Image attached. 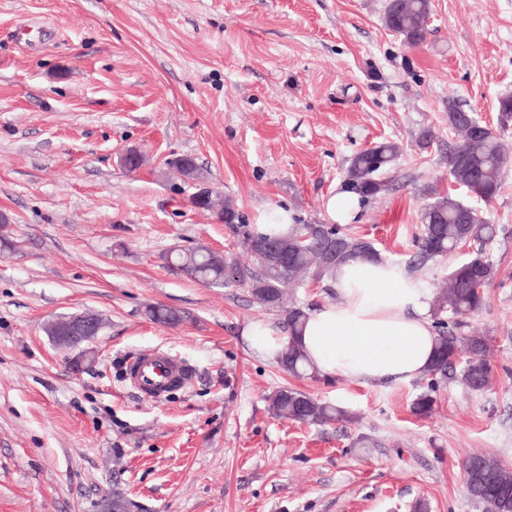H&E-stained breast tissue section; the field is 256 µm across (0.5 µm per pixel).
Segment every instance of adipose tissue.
<instances>
[{"label":"adipose tissue","mask_w":512,"mask_h":512,"mask_svg":"<svg viewBox=\"0 0 512 512\" xmlns=\"http://www.w3.org/2000/svg\"><path fill=\"white\" fill-rule=\"evenodd\" d=\"M338 299L310 310L300 342L319 375L364 384L406 383L428 372L436 333L421 280L389 260L340 265Z\"/></svg>","instance_id":"obj_1"}]
</instances>
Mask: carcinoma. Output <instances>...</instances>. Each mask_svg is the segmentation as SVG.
Returning a JSON list of instances; mask_svg holds the SVG:
<instances>
[{
	"instance_id": "cac0c4a2",
	"label": "carcinoma",
	"mask_w": 512,
	"mask_h": 512,
	"mask_svg": "<svg viewBox=\"0 0 512 512\" xmlns=\"http://www.w3.org/2000/svg\"><path fill=\"white\" fill-rule=\"evenodd\" d=\"M430 11L431 0H386L383 22L405 45L414 47L427 38ZM473 120L474 113L454 102L448 103V123L460 133L459 140L448 144V168L467 197L489 203L499 195L501 171L512 160V143L507 136L512 127V95L498 99L497 127L480 122L475 128ZM399 154L400 146L390 140L376 142L355 153L347 169L345 189L355 194L361 204L384 194L388 183L383 174L394 166ZM172 165L199 185L207 182L204 169L196 162L186 166L177 158ZM191 205L226 224L246 251H251L253 241L261 240L284 249L287 260L276 265L253 256L245 262L198 246L170 251L165 256L167 264L208 286L248 287L260 306L278 313L280 324L288 333V343L277 363L297 378L318 375L300 344L307 312L288 299L286 286L303 279L327 281L340 264L369 260L378 251L370 241L343 231L338 224H306L303 233L308 238L301 242L293 231L277 235L262 233L246 222L231 199L214 191L207 196H192ZM421 223L420 262L442 258L463 245L477 246L476 252L449 274L447 291L434 300L435 313L448 311L462 317L478 312L486 304L485 288L496 277V269L483 257V249L496 239L499 225L488 221L473 206L449 195L439 196L427 205ZM146 315L166 325H178L187 319L184 313L163 305L147 306ZM80 317L100 327L104 325L101 315L86 312L52 320L45 324L44 332L58 347L69 351L72 346L65 328L72 319ZM435 330L436 354L428 371L433 382L414 403V411L421 417L433 412L437 383L453 376L468 389L481 391L487 386L490 374L488 337L462 332L458 325L449 328L441 321L435 323ZM269 408L276 417L298 423L328 425L353 421L346 408L322 402L294 387L275 389L269 395ZM474 458L483 467L481 477L468 480L470 498L483 507V512H512V469L497 457L484 454L467 456L463 468H469Z\"/></svg>"
}]
</instances>
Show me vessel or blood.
I'll return each instance as SVG.
<instances>
[{
  "mask_svg": "<svg viewBox=\"0 0 512 512\" xmlns=\"http://www.w3.org/2000/svg\"><path fill=\"white\" fill-rule=\"evenodd\" d=\"M187 374L185 364L176 357L161 350H147L128 365L126 377L138 392L157 400L182 383Z\"/></svg>",
  "mask_w": 512,
  "mask_h": 512,
  "instance_id": "vessel-or-blood-1",
  "label": "vessel or blood"
}]
</instances>
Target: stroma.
<instances>
[{
	"label": "stroma",
	"instance_id": "obj_1",
	"mask_svg": "<svg viewBox=\"0 0 512 512\" xmlns=\"http://www.w3.org/2000/svg\"><path fill=\"white\" fill-rule=\"evenodd\" d=\"M386 0H0V512H101L112 489L139 512H482L463 460L512 467V164L478 209L500 232L498 271L466 328L490 339L489 386L428 376L362 385L296 379L243 336L272 321L245 287L209 288L168 266L175 247L237 253L195 209L189 155L248 223L273 210L329 224L350 157L381 140L402 153L389 189L349 233L437 294L469 250L410 262L420 214L451 192L448 105L488 126L512 94V0H431L416 47L383 24ZM430 143H422L423 133ZM147 162L130 172L128 149ZM188 312L170 327L147 306ZM91 310L105 320L95 363L44 332ZM161 349L193 367L155 402L123 363ZM299 388L354 422L274 417L268 395Z\"/></svg>",
	"mask_w": 512,
	"mask_h": 512
}]
</instances>
